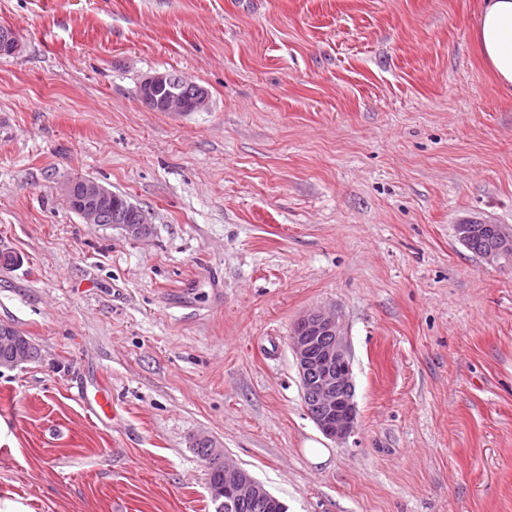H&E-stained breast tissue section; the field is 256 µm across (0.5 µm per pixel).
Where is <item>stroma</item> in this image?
I'll list each match as a JSON object with an SVG mask.
<instances>
[{"label":"stroma","instance_id":"stroma-1","mask_svg":"<svg viewBox=\"0 0 512 512\" xmlns=\"http://www.w3.org/2000/svg\"><path fill=\"white\" fill-rule=\"evenodd\" d=\"M482 0H0V494L35 512H214L201 434L288 512H512V90ZM209 93L153 112L150 74ZM86 177L147 211L70 210ZM334 309L356 432L309 418L295 320ZM107 397L110 417L88 400ZM329 458L315 464L309 444ZM472 36L497 84L512 89V0H484ZM62 192L70 208L87 224H112L132 240L151 235L152 222L148 212L131 202L117 203L115 192L101 183L68 180L62 185ZM487 225L484 220L476 217H465L454 224V234L458 241L472 242L476 237L481 236ZM488 236H493L487 231ZM479 256L488 263H494L500 259L512 258V232L504 228L494 230L493 244L487 248L480 250Z\"/></svg>","mask_w":512,"mask_h":512}]
</instances>
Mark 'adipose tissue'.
Instances as JSON below:
<instances>
[{
    "mask_svg": "<svg viewBox=\"0 0 512 512\" xmlns=\"http://www.w3.org/2000/svg\"><path fill=\"white\" fill-rule=\"evenodd\" d=\"M472 36L497 84L512 89V0H484Z\"/></svg>",
    "mask_w": 512,
    "mask_h": 512,
    "instance_id": "obj_1",
    "label": "adipose tissue"
}]
</instances>
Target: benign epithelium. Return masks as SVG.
Listing matches in <instances>:
<instances>
[{"label": "benign epithelium", "instance_id": "benign-epithelium-1", "mask_svg": "<svg viewBox=\"0 0 512 512\" xmlns=\"http://www.w3.org/2000/svg\"><path fill=\"white\" fill-rule=\"evenodd\" d=\"M139 97L150 110L195 112L208 99V91L196 87L186 97L170 72H156L145 77L139 86ZM63 195L70 208L87 224H110L132 240L151 235L152 222L145 210L126 202L119 204L116 194L94 180L66 181ZM487 224L476 217H465L453 225L455 237L470 242L481 236ZM489 263L512 258V232L494 230L493 244L480 251ZM290 348L298 370L302 395L309 403L308 415L321 433L336 442L346 441L355 433L357 407L354 402L353 361L342 327L335 313L312 310L301 315L290 336ZM224 465V495L211 491L215 499H224L232 507L237 500H249L266 508L272 494L244 468L228 460Z\"/></svg>", "mask_w": 512, "mask_h": 512}]
</instances>
